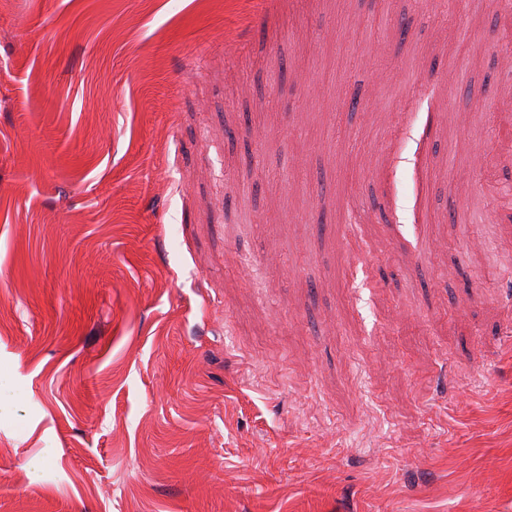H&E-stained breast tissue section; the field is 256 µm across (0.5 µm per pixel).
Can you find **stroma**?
Wrapping results in <instances>:
<instances>
[{
  "label": "stroma",
  "mask_w": 512,
  "mask_h": 512,
  "mask_svg": "<svg viewBox=\"0 0 512 512\" xmlns=\"http://www.w3.org/2000/svg\"><path fill=\"white\" fill-rule=\"evenodd\" d=\"M494 9L0 0V512H512Z\"/></svg>",
  "instance_id": "35a3bbf8"
}]
</instances>
